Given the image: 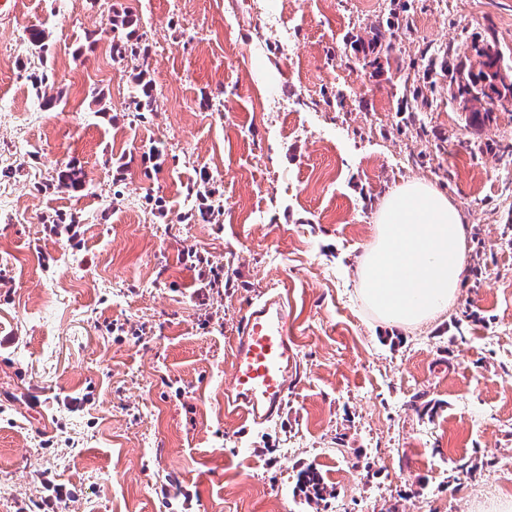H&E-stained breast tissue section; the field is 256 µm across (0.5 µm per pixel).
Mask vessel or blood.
Masks as SVG:
<instances>
[{"label":"vessel or blood","instance_id":"vessel-or-blood-1","mask_svg":"<svg viewBox=\"0 0 512 512\" xmlns=\"http://www.w3.org/2000/svg\"><path fill=\"white\" fill-rule=\"evenodd\" d=\"M296 362L282 297L266 293L249 302L235 338L228 403L253 424L272 420L288 397Z\"/></svg>","mask_w":512,"mask_h":512}]
</instances>
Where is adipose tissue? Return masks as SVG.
<instances>
[{
	"instance_id": "obj_1",
	"label": "adipose tissue",
	"mask_w": 512,
	"mask_h": 512,
	"mask_svg": "<svg viewBox=\"0 0 512 512\" xmlns=\"http://www.w3.org/2000/svg\"><path fill=\"white\" fill-rule=\"evenodd\" d=\"M465 251L457 206L428 183H406L376 216L374 238L359 263L360 300L388 326L433 321L457 298Z\"/></svg>"
}]
</instances>
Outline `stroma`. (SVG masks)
<instances>
[{
	"label": "stroma",
	"mask_w": 512,
	"mask_h": 512,
	"mask_svg": "<svg viewBox=\"0 0 512 512\" xmlns=\"http://www.w3.org/2000/svg\"><path fill=\"white\" fill-rule=\"evenodd\" d=\"M397 7L412 32L373 40ZM117 11L138 18L147 55H110ZM268 21L287 26V46ZM491 39L512 75V0H11L0 512L512 501V158L498 150L512 112L473 122L455 101L458 74L420 54L463 60ZM141 72L150 112L136 105ZM407 75L428 106L403 94ZM72 161L86 173L77 195L55 187ZM416 180L458 207L467 251L448 312L403 331L364 309L357 264L384 199ZM212 269L223 287H207ZM270 289L287 305L300 376L282 415L257 426L227 411L224 391L243 309ZM306 467L324 500L300 487Z\"/></svg>",
	"instance_id": "stroma-1"
}]
</instances>
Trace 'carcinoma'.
Segmentation results:
<instances>
[{
  "label": "carcinoma",
  "instance_id": "carcinoma-1",
  "mask_svg": "<svg viewBox=\"0 0 512 512\" xmlns=\"http://www.w3.org/2000/svg\"><path fill=\"white\" fill-rule=\"evenodd\" d=\"M112 32L115 33L112 39L111 51L112 55L122 57L125 55L128 47L131 46L132 40L139 39L137 36V27L135 21L129 15H121L119 13L109 18ZM473 58L466 61H459L453 55L442 59L440 66L446 70H455L460 75V83L458 86V95L460 101L471 103L467 111L472 116H481L485 120H491V111L474 104L477 100V94L485 93L489 89L497 92L494 80L496 73L492 69L501 67L504 59L501 50L494 45L488 43L473 45ZM84 186V176L81 168L74 164H68L59 171L57 177L56 188L65 191L78 192ZM303 484L306 489L313 491V497L317 500L323 499L324 486L317 472L309 470L303 474Z\"/></svg>",
  "mask_w": 512,
  "mask_h": 512
}]
</instances>
